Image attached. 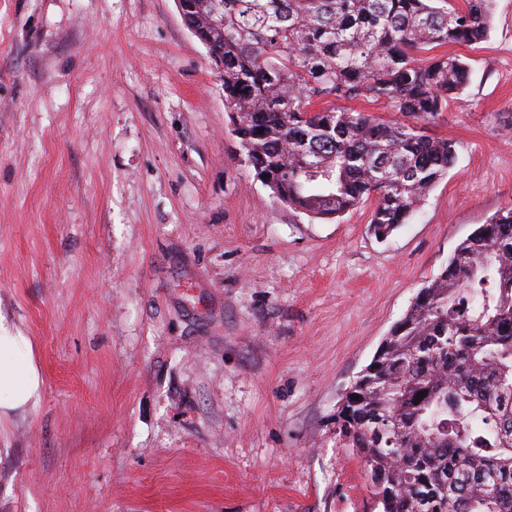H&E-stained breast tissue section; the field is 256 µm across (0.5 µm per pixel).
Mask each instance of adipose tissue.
I'll return each instance as SVG.
<instances>
[{"label": "adipose tissue", "instance_id": "ef3b65f1", "mask_svg": "<svg viewBox=\"0 0 512 512\" xmlns=\"http://www.w3.org/2000/svg\"><path fill=\"white\" fill-rule=\"evenodd\" d=\"M42 391L43 378L30 337L0 314V419L35 409Z\"/></svg>", "mask_w": 512, "mask_h": 512}]
</instances>
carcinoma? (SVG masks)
I'll use <instances>...</instances> for the list:
<instances>
[{
	"label": "carcinoma",
	"instance_id": "carcinoma-1",
	"mask_svg": "<svg viewBox=\"0 0 512 512\" xmlns=\"http://www.w3.org/2000/svg\"><path fill=\"white\" fill-rule=\"evenodd\" d=\"M493 6L186 0L184 15L220 59L254 176L314 220L371 200L385 238L454 162L416 122L465 89L467 62L440 48L486 41ZM327 98L384 100L409 122L312 108ZM336 441L364 459L380 512H512V207L419 290L337 407Z\"/></svg>",
	"mask_w": 512,
	"mask_h": 512
}]
</instances>
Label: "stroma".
Returning a JSON list of instances; mask_svg holds the SVG:
<instances>
[{
  "label": "stroma",
  "mask_w": 512,
  "mask_h": 512,
  "mask_svg": "<svg viewBox=\"0 0 512 512\" xmlns=\"http://www.w3.org/2000/svg\"><path fill=\"white\" fill-rule=\"evenodd\" d=\"M447 174L387 239L243 161L177 0H0V312L44 390L0 512H372L336 406L457 245L512 207V0L451 45Z\"/></svg>",
  "instance_id": "stroma-1"
}]
</instances>
